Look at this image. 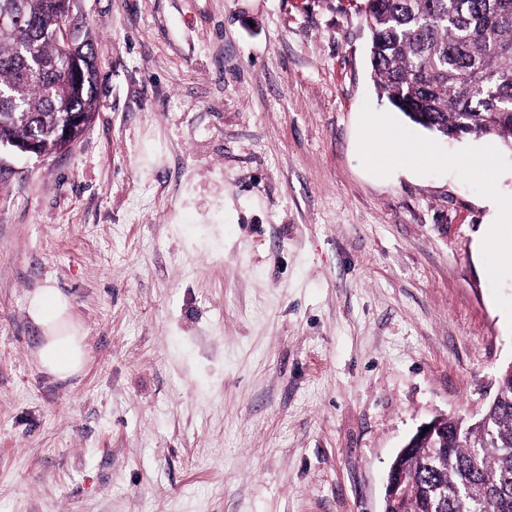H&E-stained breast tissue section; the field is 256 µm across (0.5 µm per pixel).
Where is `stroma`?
<instances>
[{
	"label": "stroma",
	"instance_id": "1",
	"mask_svg": "<svg viewBox=\"0 0 512 512\" xmlns=\"http://www.w3.org/2000/svg\"><path fill=\"white\" fill-rule=\"evenodd\" d=\"M362 4L73 0L93 119L0 177V512H383L416 429L493 399L512 152L378 99ZM378 121L433 161L370 164ZM44 286L84 335L66 380ZM71 302L57 288H37L30 296L27 313L43 332L39 350L43 370L59 379L81 372L85 361L84 337L69 319Z\"/></svg>",
	"mask_w": 512,
	"mask_h": 512
}]
</instances>
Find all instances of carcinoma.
I'll return each instance as SVG.
<instances>
[{"instance_id":"obj_1","label":"carcinoma","mask_w":512,"mask_h":512,"mask_svg":"<svg viewBox=\"0 0 512 512\" xmlns=\"http://www.w3.org/2000/svg\"><path fill=\"white\" fill-rule=\"evenodd\" d=\"M71 0H0V146L79 138L97 105L96 65L73 68L56 32ZM369 63L378 93L441 137L495 134L512 150V0H366ZM476 418L440 420L425 448L396 457L410 477L391 512H512V376Z\"/></svg>"}]
</instances>
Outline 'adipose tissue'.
Instances as JSON below:
<instances>
[{"label": "adipose tissue", "mask_w": 512, "mask_h": 512, "mask_svg": "<svg viewBox=\"0 0 512 512\" xmlns=\"http://www.w3.org/2000/svg\"><path fill=\"white\" fill-rule=\"evenodd\" d=\"M70 307L69 297L48 286L36 289L27 306L29 318L44 335L40 364L60 379L77 375L85 361L84 337L69 319Z\"/></svg>", "instance_id": "adipose-tissue-1"}]
</instances>
